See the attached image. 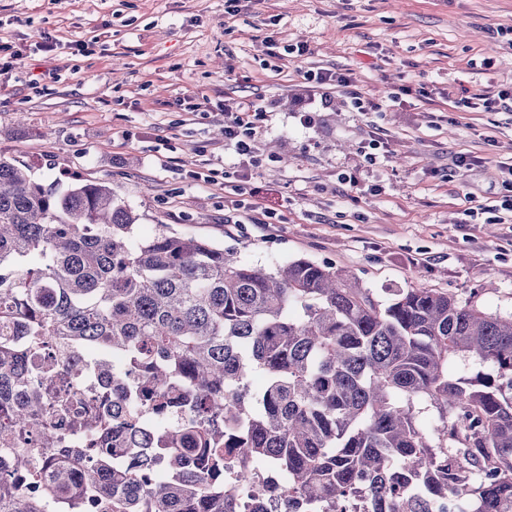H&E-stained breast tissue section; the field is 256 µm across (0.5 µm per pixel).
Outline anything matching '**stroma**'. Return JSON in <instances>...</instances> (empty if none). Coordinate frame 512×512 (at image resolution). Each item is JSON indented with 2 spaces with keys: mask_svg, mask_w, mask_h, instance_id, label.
I'll list each match as a JSON object with an SVG mask.
<instances>
[{
  "mask_svg": "<svg viewBox=\"0 0 512 512\" xmlns=\"http://www.w3.org/2000/svg\"><path fill=\"white\" fill-rule=\"evenodd\" d=\"M225 7L0 0V156L62 191L109 185L144 238L167 224L261 268L305 258L379 293L435 288L512 315V212L500 207L512 112L463 105L512 84V0ZM299 41L301 58L270 54ZM321 69L351 83L329 88L332 108L306 128L303 75ZM356 93L372 110L352 109ZM250 104L262 111L246 157L224 142V109ZM378 137L386 153L372 165ZM461 156L479 162L465 169ZM256 196L268 212L251 208Z\"/></svg>",
  "mask_w": 512,
  "mask_h": 512,
  "instance_id": "obj_1",
  "label": "stroma"
}]
</instances>
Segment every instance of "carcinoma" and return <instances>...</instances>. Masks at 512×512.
I'll return each mask as SVG.
<instances>
[{
  "mask_svg": "<svg viewBox=\"0 0 512 512\" xmlns=\"http://www.w3.org/2000/svg\"><path fill=\"white\" fill-rule=\"evenodd\" d=\"M138 220L105 184L59 192L0 158V512L91 496L106 512H241L237 485L265 463L288 474L283 512H512V316L433 288L382 300L306 259L268 271L167 224L136 244ZM49 344L106 350L98 370L126 387L127 405L81 418L87 448L52 425L71 401L30 387L31 365L57 372ZM143 412L170 423L113 459ZM75 454L97 486L63 462Z\"/></svg>",
  "mask_w": 512,
  "mask_h": 512,
  "instance_id": "1",
  "label": "carcinoma"
}]
</instances>
